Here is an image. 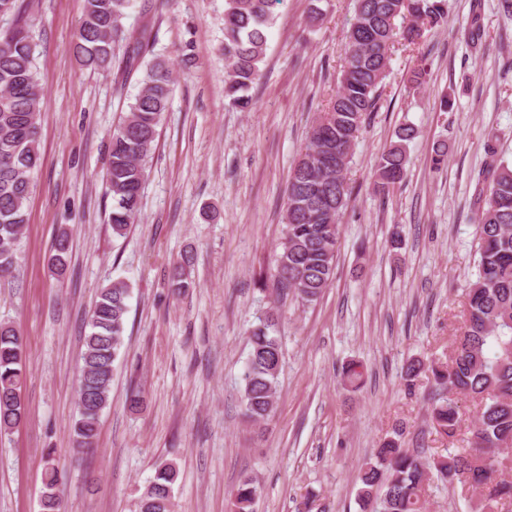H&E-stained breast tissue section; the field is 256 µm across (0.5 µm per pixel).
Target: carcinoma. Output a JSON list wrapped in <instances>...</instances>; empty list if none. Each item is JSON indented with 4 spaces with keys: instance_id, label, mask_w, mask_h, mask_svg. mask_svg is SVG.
Here are the masks:
<instances>
[{
    "instance_id": "cac0c4a2",
    "label": "carcinoma",
    "mask_w": 512,
    "mask_h": 512,
    "mask_svg": "<svg viewBox=\"0 0 512 512\" xmlns=\"http://www.w3.org/2000/svg\"><path fill=\"white\" fill-rule=\"evenodd\" d=\"M135 0H83V13L70 53L83 67L112 73L123 86L144 67L140 90L112 132L108 146L106 195L112 199L108 224L123 237L142 207L147 161L156 147L158 127L167 110L172 70L166 60L144 61L155 42L153 26L125 25ZM278 0H224V99L242 111L253 106L248 91L260 74L267 48V29ZM0 15L11 19L0 29V273L7 276L20 251L32 177L40 166L38 145L43 93L34 57L33 24L24 0H0ZM448 22L446 0H355L343 66L336 90L312 120L302 152L286 188L285 234L275 265L274 284L283 294L306 303L317 300L332 283L339 220L351 200L348 171L351 151L377 110L395 45L418 47L426 32ZM429 69L416 57L408 81L426 83ZM415 129L404 125L377 164L375 193L387 195L407 173L406 144ZM490 169L478 179L476 232L479 239L475 280L463 291L464 327L456 336L448 363L412 359L405 379L427 376L440 390L431 403L435 433L453 439L463 421L456 399L462 394L478 409L465 448L447 453L412 452L401 441L402 430L385 439L357 475L360 512H426L432 485L460 483L479 495L471 512H512V165L495 160L497 149L485 143ZM69 235L61 231L49 263L58 276L66 272ZM193 258L187 254L171 265L172 292L192 287ZM129 285L116 281L103 288L91 308L82 338L81 366L73 426L76 447L91 448L107 406L115 361L124 346ZM277 318L268 314L250 333L251 350L242 381L248 418L270 417L281 370L282 349ZM26 375V357L17 329L0 324V435L26 419L19 398ZM176 465L156 467L140 503L144 512H173ZM64 472L52 453L43 471V512H61ZM256 488L243 479L233 492L234 512H253Z\"/></svg>"
}]
</instances>
